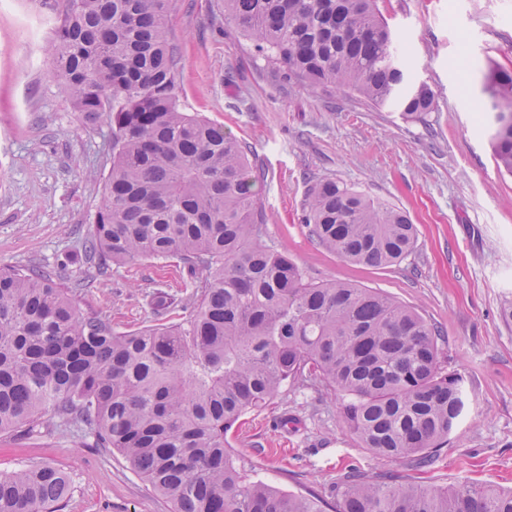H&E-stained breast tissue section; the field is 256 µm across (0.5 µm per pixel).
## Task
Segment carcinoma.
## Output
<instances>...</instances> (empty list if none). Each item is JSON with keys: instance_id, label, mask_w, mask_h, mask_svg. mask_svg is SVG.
<instances>
[{"instance_id": "1", "label": "carcinoma", "mask_w": 512, "mask_h": 512, "mask_svg": "<svg viewBox=\"0 0 512 512\" xmlns=\"http://www.w3.org/2000/svg\"><path fill=\"white\" fill-rule=\"evenodd\" d=\"M170 0H63L51 63L78 112L105 115L112 169L89 253L114 265L177 257L206 276L177 323L116 332L85 319L68 291L35 270H0V432L79 423L100 447L168 498L174 512H323L236 463L227 439L287 384L337 391L347 427L379 459L434 464L468 405L462 377L440 367V331L375 288L318 283L264 244L262 179L224 127L185 112ZM224 18L255 50L312 86H346L419 119L434 91L378 0H224ZM483 91L500 109L491 146L512 174V70L488 61ZM308 236L348 261L402 262L417 243L407 213L346 184L311 186ZM336 512H512V491L462 482L436 490L369 479L337 483ZM66 473L49 464L0 474V512H55Z\"/></svg>"}]
</instances>
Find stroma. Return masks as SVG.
Instances as JSON below:
<instances>
[{
    "label": "stroma",
    "mask_w": 512,
    "mask_h": 512,
    "mask_svg": "<svg viewBox=\"0 0 512 512\" xmlns=\"http://www.w3.org/2000/svg\"><path fill=\"white\" fill-rule=\"evenodd\" d=\"M395 36L411 48L414 79L435 93L434 110L406 119L355 92L288 79L224 20V0H171L169 29L180 52L176 96L244 141L263 174L266 244L288 253L318 282L376 288L417 309L441 332V366L466 381L470 408L436 462L375 458L320 386L282 389L229 433L239 459L285 491L336 502L339 476L414 479L437 488L462 481L512 488V175L490 142L482 64L512 69V0H379ZM51 0L0 7V268L37 269L67 288L84 317L115 329L151 324V296L172 294L188 316L204 270L155 258L115 267L89 258L93 217L112 166L106 117L76 112L50 72ZM339 180L408 212L418 230L401 263L345 261L312 241L302 205L318 180ZM49 462L71 494L59 512H171L94 434L53 412L36 433L0 434V471Z\"/></svg>",
    "instance_id": "stroma-1"
}]
</instances>
